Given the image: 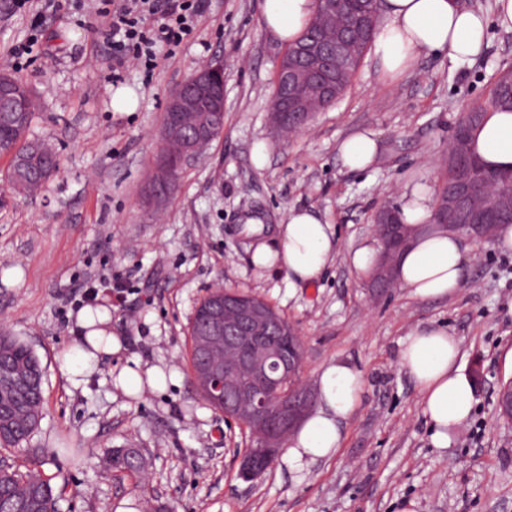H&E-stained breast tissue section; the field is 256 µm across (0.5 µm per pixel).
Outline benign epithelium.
<instances>
[{
    "label": "benign epithelium",
    "mask_w": 512,
    "mask_h": 512,
    "mask_svg": "<svg viewBox=\"0 0 512 512\" xmlns=\"http://www.w3.org/2000/svg\"><path fill=\"white\" fill-rule=\"evenodd\" d=\"M349 42L347 36L327 43L309 35L299 43L295 59L283 55L276 70L279 105L273 113L280 128L293 130L311 115L308 101L299 95L301 87L310 83L331 97L333 88L327 73L341 67ZM205 103L212 109L224 104V75L218 67L198 73L169 98L167 135L177 137L182 119ZM454 155L461 175L438 199L436 211L442 216L437 223L479 243H490L507 207L495 202L492 193L481 192L470 175L469 151L459 146ZM169 185L168 165L160 155L147 196L160 199L168 194ZM395 217L394 212H380L375 217V223L391 225V235L382 243L372 276L380 285L395 283L397 256L410 241L406 228L396 223ZM282 330L265 305L226 294L224 301L209 311L207 333L195 340L200 365L194 371V381L202 397L222 405L224 416L248 432L251 447L262 449L258 455L247 452L242 456L239 474L245 480L261 476L277 460L284 437L299 427L316 401L310 388L286 387L287 379L300 378L302 360L285 351L280 342Z\"/></svg>",
    "instance_id": "1"
}]
</instances>
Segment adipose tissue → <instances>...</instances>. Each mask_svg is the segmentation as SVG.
Listing matches in <instances>:
<instances>
[{
    "instance_id": "ef3b65f1",
    "label": "adipose tissue",
    "mask_w": 512,
    "mask_h": 512,
    "mask_svg": "<svg viewBox=\"0 0 512 512\" xmlns=\"http://www.w3.org/2000/svg\"><path fill=\"white\" fill-rule=\"evenodd\" d=\"M316 0H264V27L284 44L294 43L311 20ZM487 16L467 8L462 0H383L372 42L382 73L396 78L423 54H445L454 60L477 57L484 46ZM472 153L490 170L512 171V111L494 108L469 133ZM380 151L370 132H357L338 148L342 165L350 171L373 166ZM401 220L414 234L400 255L396 279L420 300L441 299L461 285L468 246L463 234L434 224V205L422 185L405 187ZM246 231L257 237L251 265L262 271L283 272L291 286L315 284L334 261L338 238L332 224L311 208L290 210L275 232L273 244L263 243L259 219H249ZM111 317L99 307L82 310L76 321L73 349L60 359L62 371L81 384L93 366L120 355L122 336L112 330ZM400 366L414 381L421 411L431 429L432 442L445 447L449 430L462 425L475 404L474 388L459 364V342L444 328L414 329L400 354ZM174 372L159 366H122L111 378L126 397L137 400L146 391L165 389ZM362 372L352 363L334 360L317 378V405L287 439L288 463L297 470L334 456L342 428L356 410L364 390Z\"/></svg>"
}]
</instances>
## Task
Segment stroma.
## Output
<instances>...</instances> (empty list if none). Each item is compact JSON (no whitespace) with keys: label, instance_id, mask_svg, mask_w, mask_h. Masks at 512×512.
Listing matches in <instances>:
<instances>
[{"label":"stroma","instance_id":"obj_1","mask_svg":"<svg viewBox=\"0 0 512 512\" xmlns=\"http://www.w3.org/2000/svg\"><path fill=\"white\" fill-rule=\"evenodd\" d=\"M263 0H206L191 37L152 76L130 70L111 79L102 38L70 10L50 16L31 62L9 47L30 34L28 16L0 0V71L29 85L37 100L30 134L59 155L60 170L34 196L0 207V328L31 345L47 366L40 427L9 452L21 470L53 477L58 512H512V427L495 412L512 381V252L470 243L464 279L452 296L419 300L395 287L373 295L348 257L375 243L372 217L400 207L405 184L438 193L448 144L462 112L487 107L499 68L512 66V28L492 19L478 57L456 62L424 55L394 80L365 53L342 97L301 132L271 121L275 73L287 50L262 23ZM224 68V131L182 170L159 207L143 202L169 96L201 68ZM132 89V112L112 108L117 88ZM369 131L384 152L349 172L338 146ZM265 143L267 160L251 159ZM315 208L339 235V255L310 288L250 263L247 217L279 223L288 210ZM98 275L121 282L122 304L101 297L127 338L120 357L73 387L60 368ZM216 286L271 303L298 329L303 378L315 383L330 361L347 360L365 387L333 458L297 471L287 456L257 479L239 477L246 439L238 424L202 398L191 374L189 327L196 304ZM443 325L460 344L476 405L434 447L415 385L399 365L401 342L416 327ZM158 365L177 381L132 400L110 373L124 363ZM141 448L134 478L104 466L107 451Z\"/></svg>","mask_w":512,"mask_h":512}]
</instances>
